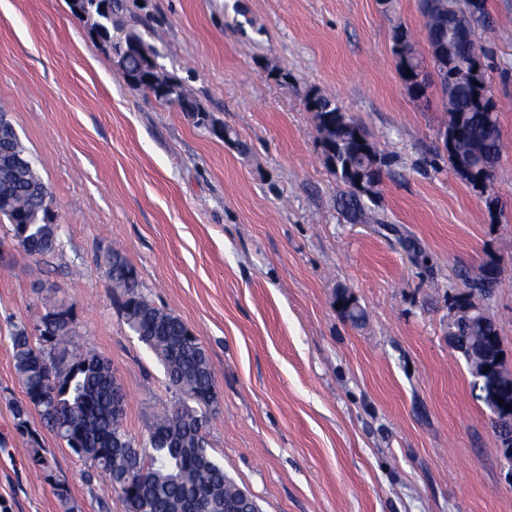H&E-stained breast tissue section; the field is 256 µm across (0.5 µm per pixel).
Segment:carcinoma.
Masks as SVG:
<instances>
[{"instance_id": "1", "label": "carcinoma", "mask_w": 512, "mask_h": 512, "mask_svg": "<svg viewBox=\"0 0 512 512\" xmlns=\"http://www.w3.org/2000/svg\"><path fill=\"white\" fill-rule=\"evenodd\" d=\"M421 7L431 49L440 43L447 48V54L435 53L432 59L450 114L448 137L442 143L454 172L480 189L492 183L507 149L496 104L474 97L488 90L484 65L473 59V51H482L478 30L487 26L485 0H421ZM122 8L119 0H110L100 23L114 49L141 43V50L125 60L127 71L133 73L154 51L136 32L115 24L113 16ZM393 50L405 82L415 85L424 60L400 26L393 33ZM169 79L175 96L185 102V111L200 114L191 90L175 76ZM308 100L316 132L323 139L322 153L334 159L327 169L344 187L341 210L350 221L365 222L370 216L364 200L377 194L385 155L335 98L314 92ZM53 205L18 135L0 131V216L8 220L12 240L32 257L48 255L59 245L51 224ZM105 263L128 329L157 357L177 400L155 415L143 443L136 442L112 417V397L121 391L110 366L94 353L69 349L72 321L63 324L55 319L58 304L46 297L38 336H30L24 326L12 336L14 369L27 403L75 454L108 477L125 512H224L226 501L241 512H260L254 497L224 472L208 448L207 430L217 401L206 349L178 316L146 299L121 250L108 251ZM456 336L471 371L504 355L498 328L489 317L458 324Z\"/></svg>"}]
</instances>
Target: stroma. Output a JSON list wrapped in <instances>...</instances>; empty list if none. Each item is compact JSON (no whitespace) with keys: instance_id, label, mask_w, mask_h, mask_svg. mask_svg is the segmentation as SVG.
Returning <instances> with one entry per match:
<instances>
[{"instance_id":"35a3bbf8","label":"stroma","mask_w":512,"mask_h":512,"mask_svg":"<svg viewBox=\"0 0 512 512\" xmlns=\"http://www.w3.org/2000/svg\"><path fill=\"white\" fill-rule=\"evenodd\" d=\"M124 4L125 27L208 124L130 90L68 0H0V106L61 226L55 252L33 259L0 219V512H124L36 411L27 427L52 472L16 426L10 334L37 326L45 295L73 318L72 350L111 364L129 436L175 401L112 295L114 248L205 346L219 392L210 451L261 512H512V464L448 341L455 299L497 261L483 307L512 369V149L485 192L449 166L443 94L433 83L414 97L393 53L400 25L427 54L420 0ZM486 9V79L512 146V0ZM315 91L387 157L373 222L340 209L306 106ZM341 296L364 321L343 317Z\"/></svg>"}]
</instances>
